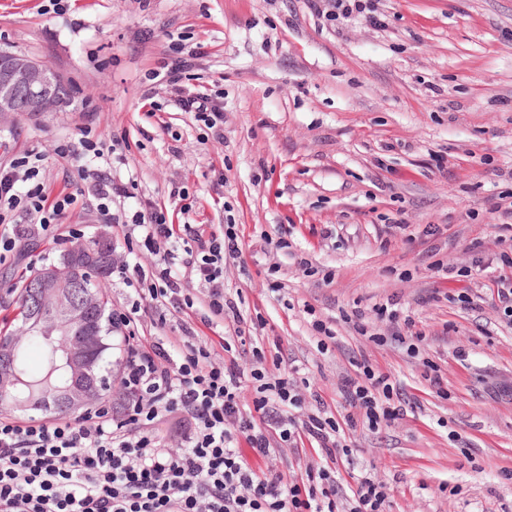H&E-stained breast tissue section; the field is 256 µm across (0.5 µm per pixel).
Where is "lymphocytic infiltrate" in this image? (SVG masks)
I'll list each match as a JSON object with an SVG mask.
<instances>
[{
	"label": "lymphocytic infiltrate",
	"mask_w": 512,
	"mask_h": 512,
	"mask_svg": "<svg viewBox=\"0 0 512 512\" xmlns=\"http://www.w3.org/2000/svg\"><path fill=\"white\" fill-rule=\"evenodd\" d=\"M172 51L152 72V81L169 89L176 108L193 113L213 139L223 140V101L185 85L195 50L177 44ZM133 187L101 170L90 181L99 211L119 224L123 237L112 256V272L135 292L112 312V326L125 339L121 385L130 399L118 413L102 400L68 419L26 421L0 414V512H390L385 483L367 471L348 481L339 469L354 454L347 431L360 426L376 431L399 419L402 393L390 374L368 360H354V374L340 386L351 412L340 421L321 401L315 410L302 412L297 380L272 372L282 356L267 358L256 345L251 369H242L232 351L245 334V318L224 291L225 263L243 254L237 225H224L218 234L180 226L167 207L148 199L131 222H122L112 207L131 198ZM72 203L68 195L49 198L29 157L0 165V255L27 238H80L81 230L61 222ZM18 209L32 216V223H11ZM182 235L184 249H172ZM145 254L152 259L149 266L135 263V256ZM183 267L203 285L199 303L209 317L236 326L234 336L221 344L224 358H216L186 322L174 354L167 343L135 333L142 313L163 319L193 310L198 301L184 288ZM378 313L390 321L389 334L369 332L359 310L344 320L375 344L391 340L415 352L404 336L411 319L385 305ZM247 385L252 388L248 408L241 402ZM170 415L185 425L177 450L164 448L153 434L154 424ZM307 441L316 444L318 461L300 475L263 471L249 461ZM243 442L251 455L241 452Z\"/></svg>",
	"instance_id": "f902f5d3"
}]
</instances>
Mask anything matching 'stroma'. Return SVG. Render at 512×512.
<instances>
[{
  "mask_svg": "<svg viewBox=\"0 0 512 512\" xmlns=\"http://www.w3.org/2000/svg\"><path fill=\"white\" fill-rule=\"evenodd\" d=\"M380 10L384 26H335L307 0H0V48L46 62L74 89L63 111L0 118V164L39 155L49 192L75 197L63 223L88 242L115 240L76 167L53 152L88 129L104 152L88 169L133 180L174 223L239 225L243 255L224 287L263 321L251 336L267 357L308 379L305 409L321 399L339 410L356 358L400 386L403 416L357 429L352 459L386 483L392 512H512V323L491 271L472 263L501 252L493 206L512 191V0ZM177 39L201 47L192 72L224 95L223 141L149 81ZM178 190L189 213L174 209ZM281 238L290 251L274 248ZM66 251L44 239L0 262V318L14 314L8 286ZM391 301L424 337L417 356L340 319L358 308L386 332L375 307ZM314 318L336 331L327 349ZM431 365L447 396L425 380Z\"/></svg>",
  "mask_w": 512,
  "mask_h": 512,
  "instance_id": "obj_1",
  "label": "stroma"
}]
</instances>
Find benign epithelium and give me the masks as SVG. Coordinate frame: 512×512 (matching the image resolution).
<instances>
[{
    "label": "benign epithelium",
    "instance_id": "obj_1",
    "mask_svg": "<svg viewBox=\"0 0 512 512\" xmlns=\"http://www.w3.org/2000/svg\"><path fill=\"white\" fill-rule=\"evenodd\" d=\"M60 76L45 62L0 49V115L14 111L18 89L28 93L27 111L33 114L59 112L53 89ZM95 268L103 271L100 257L91 252H78L41 272L44 302L39 312L32 314L28 332L45 336H61L59 357L68 372L67 384L59 389L57 398L70 399L79 408L98 394L103 381L95 379L89 370L92 351L98 341L97 329L90 321V307L66 299V285Z\"/></svg>",
    "mask_w": 512,
    "mask_h": 512
}]
</instances>
